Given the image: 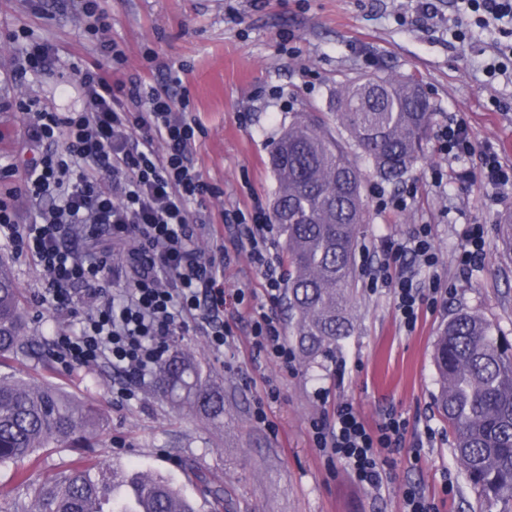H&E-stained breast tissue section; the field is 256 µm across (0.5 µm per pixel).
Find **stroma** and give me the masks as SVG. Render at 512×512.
Here are the masks:
<instances>
[{"label":"stroma","instance_id":"35a3bbf8","mask_svg":"<svg viewBox=\"0 0 512 512\" xmlns=\"http://www.w3.org/2000/svg\"><path fill=\"white\" fill-rule=\"evenodd\" d=\"M432 18L417 12L416 0H100L112 22V36L124 43L126 76H137L173 98L189 97L190 110L204 133L194 160L222 194L207 203L213 235L232 248L233 226L226 212L269 209L275 181L268 165L272 142L295 113L327 112L339 83L370 73L414 78L429 99L433 128L465 119L474 138L490 143L512 164V83L488 82L484 65L488 39L474 32L457 43L448 32L451 0H432ZM81 0H0V72L16 51L9 34L26 30L52 43L60 63L50 74L17 85L0 83V162L20 146L22 115L14 103L27 93L76 104L74 91L61 86L74 67L101 60L85 31ZM153 49L155 67L143 52ZM440 170L442 184L431 179ZM460 164L438 152L429 139L413 171L398 184L384 182L363 167L362 194L369 213L356 250L355 330L313 366L297 362L287 371L251 348L247 318H232L236 343L217 354L205 336L192 330L179 345L197 355L224 383L223 425L173 407L155 383L138 398L116 401L123 374L108 364L67 370L55 367L54 380L79 397L100 402L109 427L91 449L93 459L115 468L136 467L174 478L197 512H215L202 497L195 464L222 486L231 512H402L401 491L416 485L435 499L439 512H502L500 502H478L453 453L452 434L439 413V377L433 360L437 337L448 319L465 309L484 316L502 347L512 346V255L504 252L498 224L512 212V189L493 193L478 181H461ZM407 198L406 211L380 209L382 199ZM432 229L438 272L447 293L436 308L423 309L413 331L401 325L388 288H372L366 265L385 260L383 243L409 241L418 225ZM485 227L482 262L461 270L455 255L471 225ZM21 288L35 342L73 332L37 298L41 274L33 262L12 256L0 245ZM228 288L251 289L255 304L270 306L287 319L286 300L270 301L264 282L247 255L233 257L224 271ZM275 387L267 402L269 434L252 419L256 398ZM353 403L369 424L388 412L409 422L402 451L382 491L358 483L342 465L329 463L314 447L311 418ZM432 430L419 453L411 447Z\"/></svg>","mask_w":512,"mask_h":512}]
</instances>
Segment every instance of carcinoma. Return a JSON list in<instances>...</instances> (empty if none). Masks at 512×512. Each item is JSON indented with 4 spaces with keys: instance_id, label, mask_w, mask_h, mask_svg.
<instances>
[{
    "instance_id": "1",
    "label": "carcinoma",
    "mask_w": 512,
    "mask_h": 512,
    "mask_svg": "<svg viewBox=\"0 0 512 512\" xmlns=\"http://www.w3.org/2000/svg\"><path fill=\"white\" fill-rule=\"evenodd\" d=\"M333 115V125L318 112L295 115L269 155L272 215L286 244L288 333L309 362L354 331V255L367 216L351 150L382 179L401 181L421 156L431 106L414 79L369 74L337 87ZM20 355L35 360L33 371H2ZM434 355L438 409L470 486L483 501H512V356L483 317L463 309L443 327ZM43 369L27 338L20 288L0 259V468H13L30 490L15 512H196L172 480L135 469L83 462L31 479L25 464L43 449L90 448L106 424L97 404L40 379ZM157 384L178 407L224 423V386L185 350L160 365ZM197 479L203 495L229 512L224 489Z\"/></svg>"
}]
</instances>
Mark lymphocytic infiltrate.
<instances>
[{
	"label": "lymphocytic infiltrate",
	"instance_id": "1",
	"mask_svg": "<svg viewBox=\"0 0 512 512\" xmlns=\"http://www.w3.org/2000/svg\"><path fill=\"white\" fill-rule=\"evenodd\" d=\"M461 4L480 31L512 38V0ZM81 10L105 56L125 59L98 0H82ZM17 44L11 82L52 71L58 61L48 42L21 38ZM74 73L82 107L62 112L35 95L20 99L21 150L0 166V241L42 272L41 303L67 315L86 309L76 333L57 337V360L70 369L109 362L131 382L121 393L130 400L133 386L154 374L187 327L220 351L235 340L225 311L242 310L252 349L293 368L296 351L280 319L252 306L248 289H225L231 259L222 237L207 248L199 243L197 210L213 190L194 161L196 119L169 94L137 78H113L100 63ZM437 141L442 154L470 164L471 177L498 189L512 187V166L491 145L475 141L464 120L443 126ZM22 198L34 204L24 224L17 207ZM235 220L238 250L259 270L269 298L278 299L283 275L272 253L271 218L259 209ZM431 235L429 225H419L409 244L388 243L387 264L367 272L372 284L391 289L409 331L426 301L414 286L418 270H432V288L441 284ZM407 254L412 260L406 264ZM108 286L115 287V296L104 295ZM407 428L394 412L369 425L350 402L310 421L315 448L376 490L385 485V468L402 451Z\"/></svg>",
	"mask_w": 512,
	"mask_h": 512
}]
</instances>
